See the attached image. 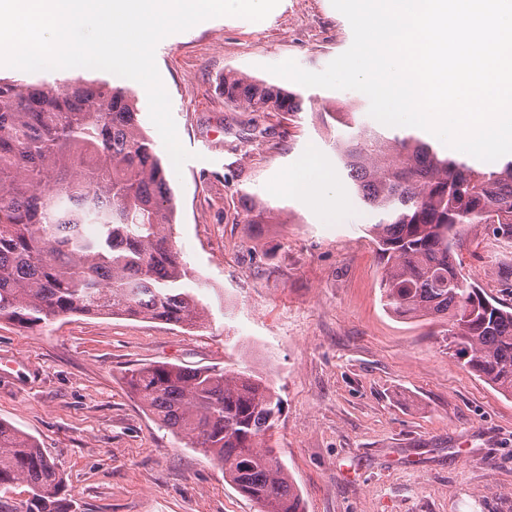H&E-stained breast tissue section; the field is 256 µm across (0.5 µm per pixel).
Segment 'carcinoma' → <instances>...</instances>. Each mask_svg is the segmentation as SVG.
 I'll use <instances>...</instances> for the list:
<instances>
[{
    "label": "carcinoma",
    "mask_w": 512,
    "mask_h": 512,
    "mask_svg": "<svg viewBox=\"0 0 512 512\" xmlns=\"http://www.w3.org/2000/svg\"><path fill=\"white\" fill-rule=\"evenodd\" d=\"M224 103L293 116L301 93L238 71L224 73ZM336 162L351 196L377 216L369 232L384 262L385 309L442 324L448 352L512 395V304L487 295L456 260L466 224L512 240V158L493 166L444 156L414 134L388 136L355 120ZM249 224L274 212L255 203ZM175 205L155 143L139 127L135 92L108 81L0 78V322L33 328L75 314L141 317L199 327L206 318L184 279L173 238ZM163 426L202 448L265 512H305L270 445L281 399L247 369L217 372L153 363L126 376ZM29 488L0 512H74L52 457L0 421V489Z\"/></svg>",
    "instance_id": "carcinoma-1"
}]
</instances>
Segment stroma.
Segmentation results:
<instances>
[{
    "instance_id": "1",
    "label": "stroma",
    "mask_w": 512,
    "mask_h": 512,
    "mask_svg": "<svg viewBox=\"0 0 512 512\" xmlns=\"http://www.w3.org/2000/svg\"><path fill=\"white\" fill-rule=\"evenodd\" d=\"M352 41L331 0H280L264 20L212 18L158 43L191 154L170 181L173 241L201 284L206 324L105 315L0 324V421L55 460L76 512H263L130 393L128 372L155 362L265 378L283 401L275 445L307 512H512V397L450 356L439 323L385 311L369 209L346 195L333 219L281 189L311 150L336 171L325 108L365 110L367 96L314 87L293 117L224 103L227 70L292 90L268 65L292 59L319 72ZM247 195L277 223H243ZM458 259L496 295L512 242L495 244L473 224Z\"/></svg>"
}]
</instances>
